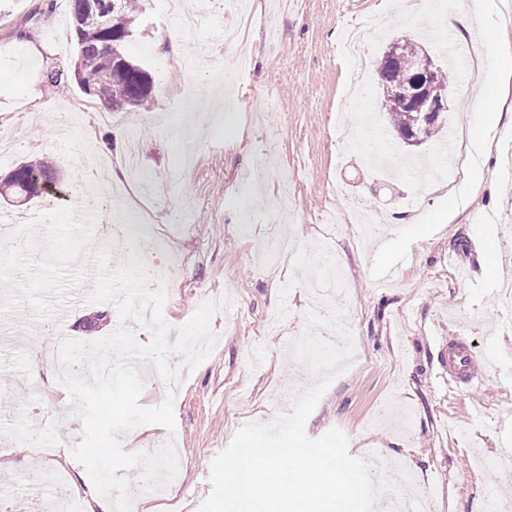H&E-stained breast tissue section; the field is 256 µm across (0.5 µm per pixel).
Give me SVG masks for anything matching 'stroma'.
<instances>
[{
    "label": "stroma",
    "instance_id": "stroma-1",
    "mask_svg": "<svg viewBox=\"0 0 512 512\" xmlns=\"http://www.w3.org/2000/svg\"><path fill=\"white\" fill-rule=\"evenodd\" d=\"M199 23L182 29L167 55L155 44L180 29L169 0H147L144 26L126 44L127 55L155 80L149 110L115 112L80 91L62 94L49 79L70 81L75 46L69 0H0V133L11 136V162L43 155L53 162L66 199L43 194L31 203L0 202L15 227L0 234V500L10 512H30L29 485L48 471L67 475L66 496L92 507L94 487L83 465L62 446L46 458L44 440L80 441L82 423L68 390L56 385L53 365L38 363L44 337L90 343L112 335L119 324L113 303L88 307L60 322L57 312L76 293L93 294L101 274H114L122 252L137 253L147 268L161 269L162 318L177 330L209 299H227L212 318L211 355L184 374L174 392L175 431L143 425L121 433L128 453L154 452L173 443L176 483L152 494L143 471H127L138 512H197L196 497L210 482L213 461L249 423H268L290 411L297 392L315 375L292 355L307 330L306 316L320 306L308 294L328 243L344 258L341 275L329 279L336 304L351 317L349 331L360 362L346 363L305 424L318 439L340 429L351 455L377 453L415 476L414 490L427 512H489L486 495L496 487L499 512H512V329L499 302L502 279L512 277V112L484 136L479 113L465 109L464 94L495 91L512 102L501 52L512 51V17L503 0L468 30L436 41L428 30L443 15L471 0H364L363 48L378 60L387 42L414 39L439 63L462 43L473 65L453 73L448 94V152L434 144L411 150L388 127L376 78L350 93V62L338 48L347 0H253L268 13L279 35L270 46L251 44L242 78L260 95L223 98L215 72H231L237 46L223 33L242 24L240 14L219 0H190ZM37 39L45 54L28 53ZM79 102L77 121L62 128L41 109ZM120 129L135 136L142 170L160 187L158 196L135 197V208L116 212L130 224L145 215L151 233L123 243L101 234L95 220L74 224V210L107 208L111 191L75 181L70 156H101V143ZM186 151L194 166L180 181L167 176ZM10 164H0V174ZM44 212L32 224L28 215ZM378 212L375 236L365 239L346 226L324 223L328 213ZM289 235L296 248L269 266L262 246ZM108 249L106 268L82 264L87 252ZM461 249L474 267L468 283L457 281L448 255ZM400 262L398 277L375 287L370 269ZM460 337L477 355H493L498 367L483 385L449 390L436 362L439 337ZM266 355L252 360L253 352Z\"/></svg>",
    "mask_w": 512,
    "mask_h": 512
}]
</instances>
